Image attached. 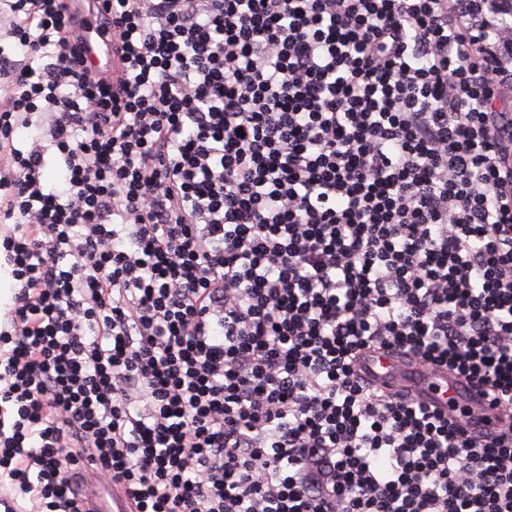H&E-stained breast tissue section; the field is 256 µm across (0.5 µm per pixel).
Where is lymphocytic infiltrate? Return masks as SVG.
<instances>
[{
    "label": "lymphocytic infiltrate",
    "mask_w": 512,
    "mask_h": 512,
    "mask_svg": "<svg viewBox=\"0 0 512 512\" xmlns=\"http://www.w3.org/2000/svg\"><path fill=\"white\" fill-rule=\"evenodd\" d=\"M5 40L0 512H86L85 460L131 512H512V0H0ZM88 50L96 65L110 67L113 60L112 42H103L96 35L95 28H88ZM360 368L363 369V375L387 392L407 388L418 402L428 406L434 405L447 410L445 399L449 396L465 399L473 407L476 418L488 416L486 429L494 430L499 427L495 418L499 411L492 407L490 397L476 386L453 376L449 378L446 372H436L418 363L404 365L382 352L368 353L360 362ZM446 389L448 392L442 399L439 396Z\"/></svg>",
    "instance_id": "f902f5d3"
}]
</instances>
